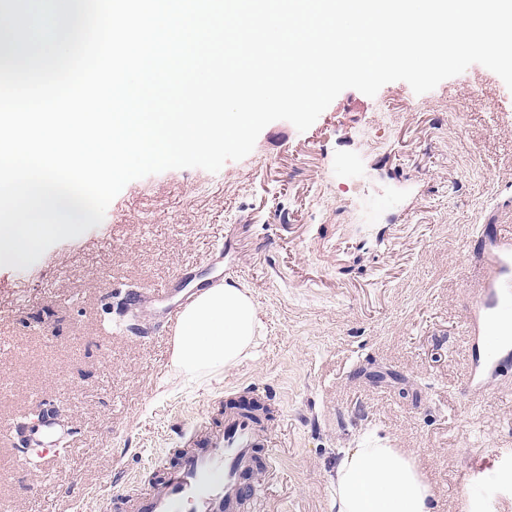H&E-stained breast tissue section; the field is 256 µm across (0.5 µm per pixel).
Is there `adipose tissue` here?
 I'll use <instances>...</instances> for the list:
<instances>
[{
    "label": "adipose tissue",
    "mask_w": 512,
    "mask_h": 512,
    "mask_svg": "<svg viewBox=\"0 0 512 512\" xmlns=\"http://www.w3.org/2000/svg\"><path fill=\"white\" fill-rule=\"evenodd\" d=\"M258 326L250 295L237 284L203 291L184 310L172 364L201 375L235 365ZM337 512H429V491L411 462L381 441L347 453L336 468Z\"/></svg>",
    "instance_id": "adipose-tissue-1"
}]
</instances>
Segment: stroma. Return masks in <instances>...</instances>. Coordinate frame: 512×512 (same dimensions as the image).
<instances>
[{"instance_id":"35a3bbf8","label":"stroma","mask_w":512,"mask_h":512,"mask_svg":"<svg viewBox=\"0 0 512 512\" xmlns=\"http://www.w3.org/2000/svg\"><path fill=\"white\" fill-rule=\"evenodd\" d=\"M356 162L378 196L336 182ZM512 193V90L480 64L415 94L341 92L306 131L270 123L220 171L129 182L103 222L25 269L0 267V418L42 410L75 435L35 474L0 439L6 512H101L117 478H149L181 429L222 419L226 385L270 399L260 512H336V466L367 435L411 459L431 512H512L493 449L512 446V377L466 386V279L477 227ZM223 251L212 265L211 252ZM195 261L248 289L259 334L236 365L194 378L172 340H141L123 305Z\"/></svg>"}]
</instances>
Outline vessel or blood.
<instances>
[{
	"instance_id": "obj_1",
	"label": "vessel or blood",
	"mask_w": 512,
	"mask_h": 512,
	"mask_svg": "<svg viewBox=\"0 0 512 512\" xmlns=\"http://www.w3.org/2000/svg\"><path fill=\"white\" fill-rule=\"evenodd\" d=\"M474 247L481 270L467 282L471 297L470 332L473 366L468 377L471 391L488 390L491 376L499 374L512 358V202L503 201L485 211ZM205 288L194 266L182 264L157 288L131 290L129 307L153 310L152 328L172 332L185 307ZM18 462L45 469L56 460L58 445L70 434L50 418L34 424ZM180 451L161 472L153 486L125 483L108 499L110 512H244L247 502L259 501L264 489L255 481L258 469L273 470L264 450L271 441L253 412L235 404L224 407L222 428L212 430L194 422L179 435Z\"/></svg>"
}]
</instances>
